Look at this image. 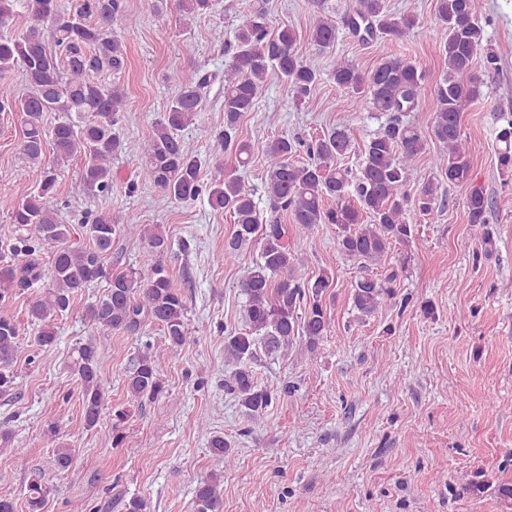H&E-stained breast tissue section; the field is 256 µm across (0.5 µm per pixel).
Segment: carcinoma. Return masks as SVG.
Here are the masks:
<instances>
[{"mask_svg":"<svg viewBox=\"0 0 512 512\" xmlns=\"http://www.w3.org/2000/svg\"><path fill=\"white\" fill-rule=\"evenodd\" d=\"M29 18L26 32L18 37H0V75L16 71L27 90L17 92L0 82V112L14 111L23 117L20 153L25 166L18 173L27 179L40 167L47 145L56 158L66 162L84 156L82 172L86 191L92 195L112 191V157L122 149L119 124L125 112L124 95L90 78L101 71H119L124 66L120 32L135 19L121 0H80L73 12L61 9L58 0H0V26L14 15L15 2ZM319 0V12L309 29L312 51L329 54L336 43L339 5ZM178 9L189 16H204L211 0H177ZM478 0H436L440 45L447 71L436 84L430 100L434 112L431 133L442 149L433 156L437 179L428 180L414 193L410 183L416 161L427 151L428 141L420 127L402 116L417 112L425 73L419 65L388 56L368 70L346 59H332L330 76L357 103H368L377 112L391 114L389 124L364 143L363 159L356 170L336 165V158L351 146L345 128L334 127L308 147L313 161L298 165L292 157L300 142L285 137L263 147L265 185L271 208L289 214L291 224L260 219L251 189L237 174L249 163L252 145L240 139L241 117L251 111L270 74L279 76L297 100L310 95L321 80L320 71L304 61L296 50L297 34L288 25L271 31L262 11L245 14L235 31L232 59L224 68V128L209 132L221 152L212 155L216 174L209 184L201 178L202 161L178 138L177 131L192 125L202 112L203 92L217 75L188 73L176 69L167 75L174 93L142 145L137 176L153 184L171 202L185 204L207 193L209 206L233 218V232L216 255L231 263L247 242L260 244L259 260L242 282L246 301V328L224 336V355L235 366L224 380V389L235 395L250 417L262 415L278 390L255 380L250 362L256 351L270 356L288 353L300 341L315 352L329 331L331 319L324 306L333 285L329 273L315 280L297 275L295 255L290 249L291 232L306 233L317 224H333L339 250L360 265L351 298L363 317L374 314L396 297L397 274L384 277L370 273L392 246L409 241L414 219L445 205L439 196L442 177L450 185L467 188L465 206L468 223H488L492 199L483 188L471 185V149L461 135V119L467 107L480 97V66L485 73L499 69L496 53L484 45L485 31L475 22ZM342 22L365 40L378 34L402 38L416 18L395 16L386 0H357V6L342 16ZM46 112L61 119L44 128ZM501 175L512 180V117L494 129ZM232 155L237 165L224 168L223 157ZM53 169L42 171L39 190L19 201L11 213L17 227L9 244L0 249V305L13 296L32 291L28 323L36 327L32 343L51 347L56 342L54 317L73 308L75 296L99 279H106V295L85 308V315L103 336L114 332L136 334L148 325L160 327L167 347L177 348L193 339L187 320V305L181 289L173 285L164 255L170 245L158 225L143 224L135 212L119 219L108 214L87 216L82 222L88 240L84 246L69 242L70 227L60 219L61 205L55 189ZM139 232L145 252L143 261L127 272L114 273L104 265L112 252V241L121 226ZM51 246V259L43 264L41 247ZM22 324L13 315L0 312V392L14 388L21 357ZM73 371L80 383L85 429L96 426L104 401L99 374V346L93 342L74 349ZM131 397H158L164 392L160 380L159 355L140 354L126 379ZM131 417L128 406L112 411L113 445L119 447L123 428ZM214 456L233 463L231 443L222 436L210 441ZM494 488L497 498L512 507V483H493L483 470L474 473L467 491L479 495ZM50 487L40 470L30 473L25 486L27 512H43ZM195 512H223L220 480L212 475L194 490Z\"/></svg>","mask_w":512,"mask_h":512,"instance_id":"carcinoma-1","label":"carcinoma"}]
</instances>
